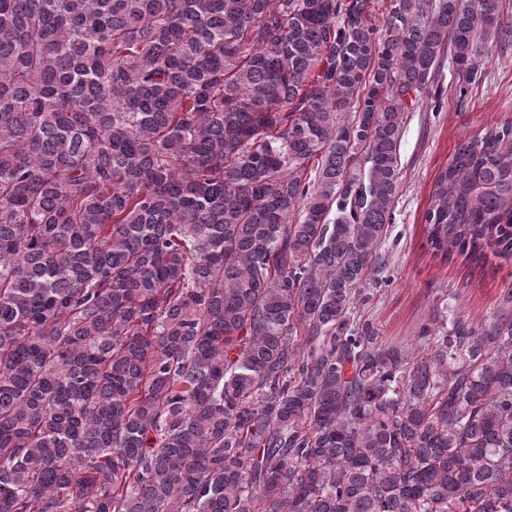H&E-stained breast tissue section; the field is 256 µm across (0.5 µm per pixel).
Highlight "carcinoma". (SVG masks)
<instances>
[{
    "label": "carcinoma",
    "mask_w": 512,
    "mask_h": 512,
    "mask_svg": "<svg viewBox=\"0 0 512 512\" xmlns=\"http://www.w3.org/2000/svg\"><path fill=\"white\" fill-rule=\"evenodd\" d=\"M510 36L495 0H0V512H512V292L417 354L352 319L405 113ZM425 221L512 258L511 122Z\"/></svg>",
    "instance_id": "1"
}]
</instances>
